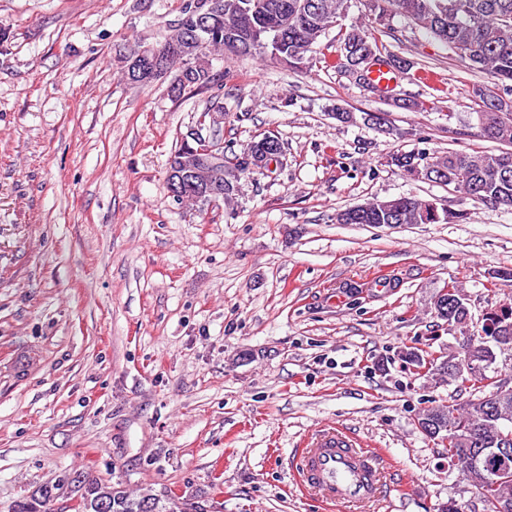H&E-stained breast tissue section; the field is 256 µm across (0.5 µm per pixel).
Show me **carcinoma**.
<instances>
[{"mask_svg":"<svg viewBox=\"0 0 512 512\" xmlns=\"http://www.w3.org/2000/svg\"><path fill=\"white\" fill-rule=\"evenodd\" d=\"M223 14L214 35L195 49L193 79L187 89L203 91L224 78L214 71L210 56L215 51L237 57L267 56L297 68L308 62L307 54L328 33L325 23L347 13L348 0H221ZM370 10L382 18L388 14L410 21L420 30L443 44L459 58L489 74L501 83L512 82V0H369ZM247 14L257 29L263 49L252 44H227L221 37L224 26ZM343 62L339 68L354 81L374 92L377 87L367 82L368 70L359 64L363 56H377V47L369 40L365 25L354 23L343 35ZM478 98L487 138L512 144V100L494 91L478 87ZM264 138L246 144L233 161L215 167L216 180L211 186L224 196V203L234 202L239 194V180L244 174L258 171L263 155ZM192 155L185 143L172 154L166 180L184 170L183 161ZM391 164L404 175L432 183L451 186L463 197L492 207L512 208V152L396 153ZM337 216L348 224H459L467 213L451 210L437 199L426 200L401 196L364 203L361 210L349 207ZM512 322V304L505 303L488 312V324L481 327L484 337L475 342V355L491 366L496 351L512 348V333L502 328V319ZM429 418L442 416L452 421L460 438L457 447L470 430L484 433L483 442L491 448H512V395L498 404L481 397L457 407L439 404L423 411ZM461 473L477 492L485 490L488 479L500 474L503 481L494 489L498 499L512 506V457L504 463L495 456L485 458L477 471L463 468ZM75 502L74 512H185L184 498L168 492L157 496L148 489L139 494L127 491L118 480L104 483L92 473L66 472L53 482L38 487L30 495L15 502L12 512H48V505L58 499Z\"/></svg>","mask_w":512,"mask_h":512,"instance_id":"carcinoma-1","label":"carcinoma"}]
</instances>
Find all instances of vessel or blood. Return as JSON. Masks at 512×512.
I'll return each instance as SVG.
<instances>
[{"instance_id": "1", "label": "vessel or blood", "mask_w": 512, "mask_h": 512, "mask_svg": "<svg viewBox=\"0 0 512 512\" xmlns=\"http://www.w3.org/2000/svg\"><path fill=\"white\" fill-rule=\"evenodd\" d=\"M299 460L303 484L331 503L371 502L385 473L377 454L330 427L319 429L310 447L300 449Z\"/></svg>"}]
</instances>
